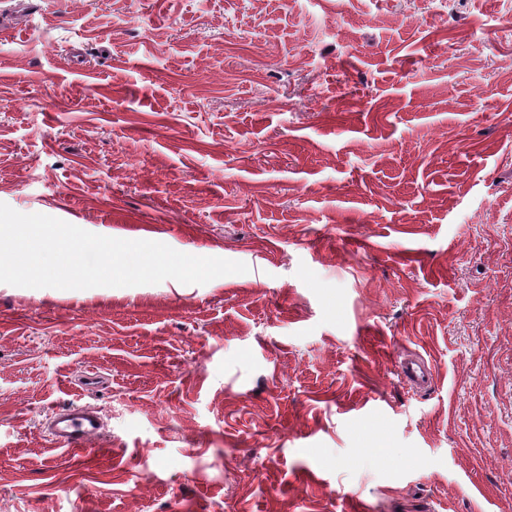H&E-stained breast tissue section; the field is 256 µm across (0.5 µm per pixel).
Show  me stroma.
Instances as JSON below:
<instances>
[{
    "label": "stroma",
    "mask_w": 512,
    "mask_h": 512,
    "mask_svg": "<svg viewBox=\"0 0 512 512\" xmlns=\"http://www.w3.org/2000/svg\"><path fill=\"white\" fill-rule=\"evenodd\" d=\"M509 12L0 0V202L249 267L0 283V512H512ZM400 375L416 388H425L431 384L432 368L420 357L407 356L399 361ZM102 429L97 411L87 405L55 409L48 423L49 436L69 448L82 447Z\"/></svg>",
    "instance_id": "obj_1"
}]
</instances>
